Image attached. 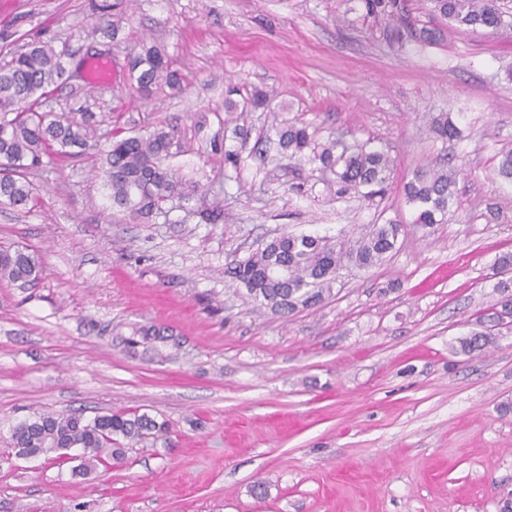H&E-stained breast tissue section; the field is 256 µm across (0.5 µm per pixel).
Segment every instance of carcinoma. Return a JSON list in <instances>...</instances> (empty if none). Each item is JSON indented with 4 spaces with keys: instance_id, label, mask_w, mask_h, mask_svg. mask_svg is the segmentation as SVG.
Listing matches in <instances>:
<instances>
[{
    "instance_id": "carcinoma-1",
    "label": "carcinoma",
    "mask_w": 512,
    "mask_h": 512,
    "mask_svg": "<svg viewBox=\"0 0 512 512\" xmlns=\"http://www.w3.org/2000/svg\"><path fill=\"white\" fill-rule=\"evenodd\" d=\"M432 12L449 24L471 29L497 30L512 27V0H430ZM368 17L386 16L393 22L392 40L405 39L435 44L441 30L415 22L401 0H361ZM119 0H95L93 9L98 33L115 41L120 31ZM68 49H55L32 42L0 63V203L25 208L35 198L36 188L28 174L43 166L44 158L82 156L88 149L96 113L80 106L77 111L58 115L40 109L42 100L70 81L65 65ZM129 77L144 94L165 83L179 85L165 54L156 46H144L128 64ZM432 132L448 141L460 137V129L440 112L432 118ZM280 147L296 156L311 150L307 159L333 169L344 191L360 188L381 192L388 182L393 160L385 153L364 146L350 150L336 140L314 147V134L307 126L289 124L278 130ZM174 133L163 127L147 136L113 133L102 152L104 188L112 206L131 216L147 215L171 197L182 196L183 182L164 161L171 155ZM452 174L445 165L419 169L405 186L406 202L415 209L413 223L429 232L444 222ZM401 225L375 224L357 239L292 235L283 233L243 259L231 261L224 276L245 287L259 306L286 319L298 307H314L331 291L339 277L341 261L368 270L387 260L397 250ZM492 269L499 280L493 287L496 296L491 309L497 321L512 317V253L495 259ZM37 256L22 245L0 246V280L20 288L34 287L40 280ZM497 337L487 331H472L459 339L460 351L481 354L496 344ZM167 434L166 425L145 413L115 410L91 419L77 413L36 412L11 428V445L17 455L44 456L60 460L65 451L78 448L79 464L73 472L87 475L111 459L118 463L125 449L149 438Z\"/></svg>"
}]
</instances>
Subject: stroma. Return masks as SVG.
I'll return each instance as SVG.
<instances>
[{
  "label": "stroma",
  "mask_w": 512,
  "mask_h": 512,
  "mask_svg": "<svg viewBox=\"0 0 512 512\" xmlns=\"http://www.w3.org/2000/svg\"><path fill=\"white\" fill-rule=\"evenodd\" d=\"M117 42L91 37L90 0H0V59L28 42L104 60L45 110L87 104L113 126L175 134L166 164L191 186L151 216L116 212L94 154L34 172L37 199L0 206V244L42 260L40 283L0 280V512H501L512 498V326L486 352L454 353L492 302L512 252V30L447 28L389 40L360 0H125ZM180 79L150 94L128 75L142 45ZM266 109L247 100L254 91ZM450 113L461 139L435 138ZM316 141L369 142L394 161L384 192L341 191L320 163L288 158L280 124ZM448 158L446 223L413 222L403 187ZM402 224L383 264L343 270L289 319L260 308L225 263L283 233L346 235ZM162 338L128 349L134 328ZM134 409L166 440L88 476L16 456L10 428L37 411ZM264 483L265 497L251 487Z\"/></svg>",
  "instance_id": "1"
}]
</instances>
